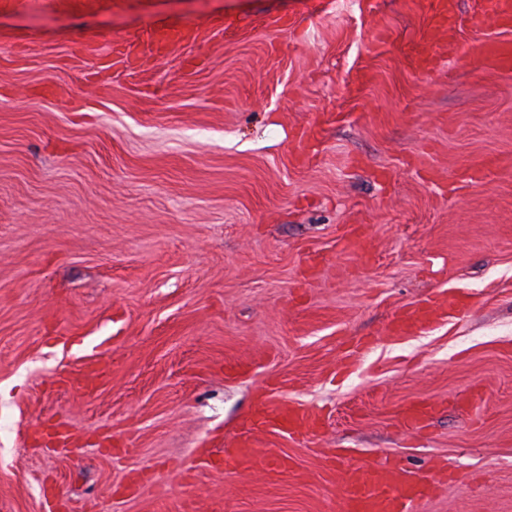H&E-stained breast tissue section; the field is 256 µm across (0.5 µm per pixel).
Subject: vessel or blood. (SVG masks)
<instances>
[{
	"mask_svg": "<svg viewBox=\"0 0 512 512\" xmlns=\"http://www.w3.org/2000/svg\"><path fill=\"white\" fill-rule=\"evenodd\" d=\"M426 29L412 55L419 71H427L432 61L435 37L451 30L457 22L455 0H421ZM475 28L495 27L500 38L480 42L473 56L479 63L502 73L512 72V0H479L470 16ZM470 300L457 293L438 295L436 299L401 309L389 322L387 330L393 336L422 332L447 320L458 311L470 308ZM318 417L300 407H283L271 393H263L262 407L250 414L235 443L224 451L225 474H237L255 467L287 469L286 459H271L258 452L255 432L290 435L316 431ZM434 490L427 478L407 471L392 462L376 466L363 463L348 467L343 477L341 512H415L418 504Z\"/></svg>",
	"mask_w": 512,
	"mask_h": 512,
	"instance_id": "1",
	"label": "vessel or blood"
}]
</instances>
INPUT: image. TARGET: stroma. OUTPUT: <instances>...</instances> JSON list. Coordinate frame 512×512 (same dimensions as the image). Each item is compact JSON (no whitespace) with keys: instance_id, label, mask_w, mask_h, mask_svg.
<instances>
[{"instance_id":"35a3bbf8","label":"stroma","mask_w":512,"mask_h":512,"mask_svg":"<svg viewBox=\"0 0 512 512\" xmlns=\"http://www.w3.org/2000/svg\"><path fill=\"white\" fill-rule=\"evenodd\" d=\"M456 2L425 73L412 0L0 4V512H340L350 464L439 457L480 481L419 512H512V74ZM270 387L320 428L225 474ZM473 56L479 63L499 72H512V40L497 38L480 42ZM470 307L471 302L467 297L448 291V295L440 294L435 300L401 309L389 322L387 330L391 336L422 332Z\"/></svg>"}]
</instances>
